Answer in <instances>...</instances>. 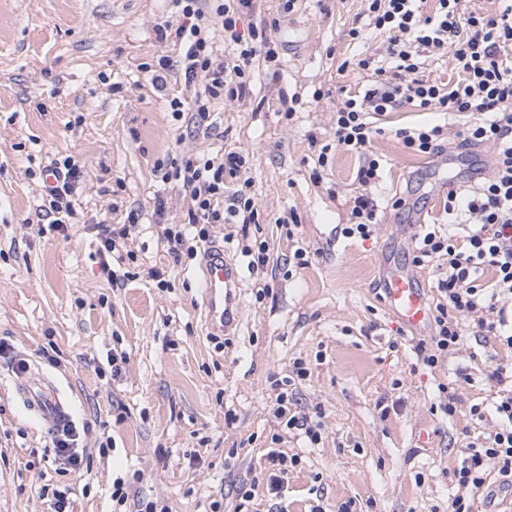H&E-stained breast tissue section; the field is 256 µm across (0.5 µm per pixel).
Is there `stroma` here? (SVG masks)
Instances as JSON below:
<instances>
[{
	"mask_svg": "<svg viewBox=\"0 0 512 512\" xmlns=\"http://www.w3.org/2000/svg\"><path fill=\"white\" fill-rule=\"evenodd\" d=\"M364 10L363 0H260L251 21L275 22L279 59L255 62L250 95L212 101L201 119L192 105L204 81L186 83L178 45L156 33L184 22L172 0H0V338L11 346L0 359V512H51L54 490L73 512H137L143 499L168 512H238L244 489L253 512H444L463 448L490 429L469 410L491 405L500 387L490 374L512 351L475 339L468 317L460 348L423 366L416 347L429 331L383 301L389 267L412 262L415 211L447 224L451 176L394 131L453 128L457 117L411 104L380 117V222L366 241L338 230L359 159L332 147L336 108L368 81L352 57L384 56ZM354 27L363 40L350 39ZM231 150L247 158L239 177L260 218L212 232L241 271V323L218 343L198 288L202 257L174 262L164 236L184 223L190 194L163 173ZM66 155L81 177L76 222L62 233L40 205L44 167ZM99 224L130 227L135 263L112 260L115 275L138 274L124 287L101 270ZM262 242L268 262L255 270L245 251ZM299 247L307 266L294 263ZM296 360L308 370L291 385L297 409L321 425L314 445L273 412ZM18 361L69 396L84 429L81 470L63 469L47 426L16 397ZM442 383L455 389L451 416L438 409ZM276 434L298 463L275 495L266 454ZM117 479L132 490L121 506Z\"/></svg>",
	"mask_w": 512,
	"mask_h": 512,
	"instance_id": "35a3bbf8",
	"label": "stroma"
}]
</instances>
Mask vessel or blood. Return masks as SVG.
<instances>
[{
    "mask_svg": "<svg viewBox=\"0 0 512 512\" xmlns=\"http://www.w3.org/2000/svg\"><path fill=\"white\" fill-rule=\"evenodd\" d=\"M239 272L224 254L223 248L209 251L203 265L199 288L206 318L213 331L227 335L234 331L240 317L237 291ZM388 305L400 321L412 330L425 328L430 318L427 290L412 269L391 271L384 282ZM16 396L25 409L47 426L60 427L73 418L72 408L55 383L36 369L27 370L14 382Z\"/></svg>",
    "mask_w": 512,
    "mask_h": 512,
    "instance_id": "1",
    "label": "vessel or blood"
}]
</instances>
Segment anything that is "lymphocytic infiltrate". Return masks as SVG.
Listing matches in <instances>:
<instances>
[{"instance_id":"1","label":"lymphocytic infiltrate","mask_w":512,"mask_h":512,"mask_svg":"<svg viewBox=\"0 0 512 512\" xmlns=\"http://www.w3.org/2000/svg\"><path fill=\"white\" fill-rule=\"evenodd\" d=\"M258 0H213L203 11L201 0H174L190 26L160 29L161 38L172 37L182 46L181 67L186 82L202 79L207 100H196L198 117L208 112V99H240L251 90L255 59L277 61L278 46L268 26L241 33L243 17L252 15ZM495 12H480L463 0H436L432 13H423L420 0H365L368 24L387 37L385 62L358 59L356 66L372 73L359 94L346 97L336 109L333 132L338 149L357 154L362 164L357 180L363 191L355 196L343 232L362 240L371 237L377 222V204L371 194L380 184L383 167L371 152L378 129L375 118L407 104L461 117L453 135L468 146L492 145L493 175L466 195L449 192L445 210L449 231L433 224L422 227L415 239V266L437 260L444 272L439 279V299L434 307L433 334L421 343L424 365L436 366L455 352L463 337L462 321L474 318L480 331L501 338L512 348V320L504 301H512V0H500ZM221 28L231 51L227 61L214 55L210 33ZM451 56L460 74L457 81L441 82L426 76L424 58ZM445 126L401 128L396 135L404 145L423 154L441 155L449 135ZM245 163L231 151L221 160H185L173 164L168 176L191 195L187 229H166L173 254L197 256L199 246L210 243L213 224H254L258 211L246 190L228 188L225 177H237ZM56 183L47 187L42 208L53 225L66 228L76 210L73 193L80 170L72 157L51 162ZM492 269L494 279L482 274ZM472 418L495 425L463 450L453 472L459 489L448 501V512H471L470 496L484 491L491 473L504 486H512V390L500 395L490 408L472 406Z\"/></svg>"}]
</instances>
